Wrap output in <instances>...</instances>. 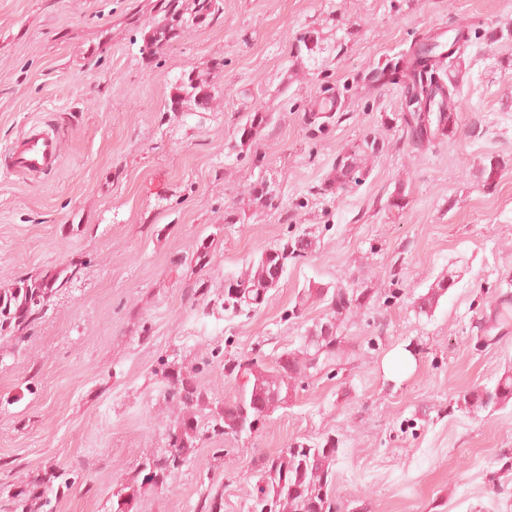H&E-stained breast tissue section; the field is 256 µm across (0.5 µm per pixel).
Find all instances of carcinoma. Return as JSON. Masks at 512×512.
I'll return each mask as SVG.
<instances>
[{"mask_svg":"<svg viewBox=\"0 0 512 512\" xmlns=\"http://www.w3.org/2000/svg\"><path fill=\"white\" fill-rule=\"evenodd\" d=\"M222 0H192L187 7L183 0H164L163 16L148 35L144 36L142 54L153 55L158 47L180 37L195 27L213 21L223 12ZM402 72L413 80L417 95L429 104L426 112L412 111L404 117V132L412 141L423 144L439 136L449 135L455 127L457 112L464 108L459 84L462 63L453 52H437L435 40L426 37L414 44L402 57ZM178 94L171 98V111L194 101L208 105L210 94L205 86L188 73L178 79ZM269 123L265 112L247 114L239 128L240 144L252 143L260 130ZM380 153L375 142H364L340 161H335L331 174L320 187L324 194H337L361 184L369 175V158ZM502 168L500 160L491 156L480 169L483 185L495 184ZM316 250V242L308 234L288 239L268 248L238 275L224 279V289L216 294L212 307L204 308L203 316L221 310L230 316H250L266 300L287 271L288 262L296 263ZM79 268L70 266L48 278L19 281L13 287L0 290V338L16 343L26 340V333L42 319L51 297L70 283ZM453 285L451 278L436 280L420 298V312L429 314ZM326 303L325 322L316 323L302 337L300 346L285 352L288 367L275 364L268 367L250 358L224 363V352L211 351L203 365L224 364V374L239 385L238 396L220 405H213L209 393L197 381L198 367L187 369L165 360L154 372L163 385L165 398L175 405L179 414L168 428L163 447L142 458L139 467L141 481L122 484L112 493L110 512H130V504L141 494L145 485L157 486L175 478L182 469L197 459L203 443L226 437L240 439L258 430L266 420L262 407L269 406L282 391L314 377L341 360L342 351L336 344L344 325L363 306L364 294L355 288H318L308 291ZM512 401V372L503 374L491 387L466 393L462 403L470 411L494 410ZM339 449L327 439L309 444L297 442L268 457L262 466L259 484L250 493L251 512H337L335 466ZM40 487H20L11 496V512H33L32 502L40 501L43 512H54L49 493L54 486H70L68 474L52 467L45 470ZM198 512H222L223 494H207L197 505Z\"/></svg>","mask_w":512,"mask_h":512,"instance_id":"1","label":"carcinoma"}]
</instances>
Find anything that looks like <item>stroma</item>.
<instances>
[{"label": "stroma", "mask_w": 512, "mask_h": 512, "mask_svg": "<svg viewBox=\"0 0 512 512\" xmlns=\"http://www.w3.org/2000/svg\"><path fill=\"white\" fill-rule=\"evenodd\" d=\"M157 4L0 0V148L45 119L61 139L51 172L0 174V289L79 269L25 342L0 339V501L53 465L75 481L56 512H107L176 417L160 359L219 346L274 365L325 314L304 292L350 287L367 302L342 331L341 363L223 454L204 445L131 512H196L215 490L224 512H248L266 458L329 438L340 512H512V403H458L512 370V0H224L219 19L148 57ZM457 29L471 37L467 106L451 136L414 144L401 86L375 73ZM308 33L327 52L294 54ZM185 72L211 85L209 107L169 111ZM335 93L341 110L311 134L308 113ZM257 109L271 120L238 149ZM366 139L382 146L366 180L321 194L336 156ZM490 155L504 165L487 188ZM262 182L275 208L251 201ZM399 187L407 205L389 211ZM303 232L316 252L257 313L196 319L201 282L223 288ZM442 276L453 286L419 313ZM399 353L408 364L391 370Z\"/></svg>", "instance_id": "obj_1"}]
</instances>
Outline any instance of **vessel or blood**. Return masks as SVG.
I'll list each match as a JSON object with an SVG mask.
<instances>
[{"label":"vessel or blood","mask_w":512,"mask_h":512,"mask_svg":"<svg viewBox=\"0 0 512 512\" xmlns=\"http://www.w3.org/2000/svg\"><path fill=\"white\" fill-rule=\"evenodd\" d=\"M60 139L49 122L34 123L8 152L0 153V170L15 174H40L56 167Z\"/></svg>","instance_id":"1"}]
</instances>
